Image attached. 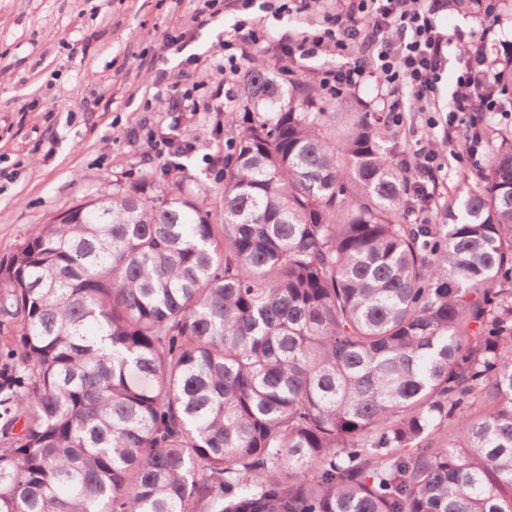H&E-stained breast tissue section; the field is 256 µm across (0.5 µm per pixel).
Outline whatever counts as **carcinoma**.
<instances>
[{"label":"carcinoma","mask_w":512,"mask_h":512,"mask_svg":"<svg viewBox=\"0 0 512 512\" xmlns=\"http://www.w3.org/2000/svg\"><path fill=\"white\" fill-rule=\"evenodd\" d=\"M289 85L220 214L144 178L0 260V512H512V127L425 224L383 113Z\"/></svg>","instance_id":"carcinoma-1"}]
</instances>
